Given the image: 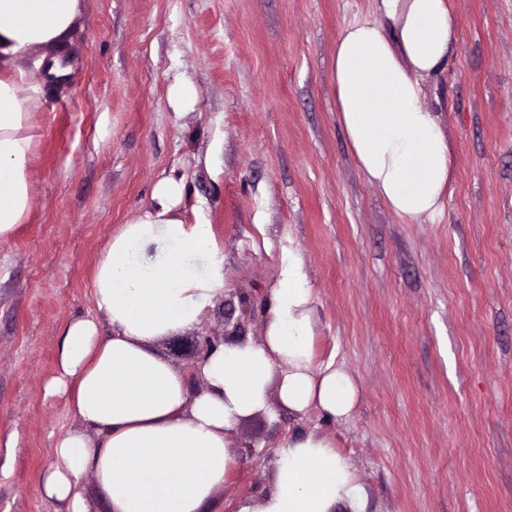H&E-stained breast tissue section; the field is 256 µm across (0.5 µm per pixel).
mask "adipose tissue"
<instances>
[{"instance_id": "adipose-tissue-1", "label": "adipose tissue", "mask_w": 512, "mask_h": 512, "mask_svg": "<svg viewBox=\"0 0 512 512\" xmlns=\"http://www.w3.org/2000/svg\"><path fill=\"white\" fill-rule=\"evenodd\" d=\"M81 8L0 0V239L32 209L41 89L25 63L62 47ZM457 39L450 0H375L336 40V111L351 151L366 183L411 223L435 221L445 207L452 155L438 114L422 102L423 83L444 69ZM182 198V181L156 183L150 203L103 247L94 315L63 330L46 392L68 396L77 425L54 439L40 484L63 512H87L88 477L112 512H204L238 464L228 437L241 419L284 407L339 422L356 407L350 373L314 359L315 298L292 251L281 256L260 342L217 344L190 370L161 353L159 343L195 328L225 288L224 248L212 224L187 219ZM276 456L273 489L237 512H366L368 489L327 434L291 435Z\"/></svg>"}]
</instances>
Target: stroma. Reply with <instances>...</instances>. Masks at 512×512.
I'll list each match as a JSON object with an SVG mask.
<instances>
[{"label":"stroma","instance_id":"obj_1","mask_svg":"<svg viewBox=\"0 0 512 512\" xmlns=\"http://www.w3.org/2000/svg\"><path fill=\"white\" fill-rule=\"evenodd\" d=\"M373 0H82L62 78L33 115V206L0 241V512L39 491L76 420L45 393L58 337L94 312L111 234L165 176L224 246L227 286L196 336L260 340L283 252L315 296L316 361L360 398L350 419L257 414L207 512L273 485L275 449L314 428L348 455L367 512H512V0H452L458 39L424 86L453 158L442 218L410 224L365 182L336 112L344 24ZM194 94L179 105L176 83Z\"/></svg>","mask_w":512,"mask_h":512}]
</instances>
